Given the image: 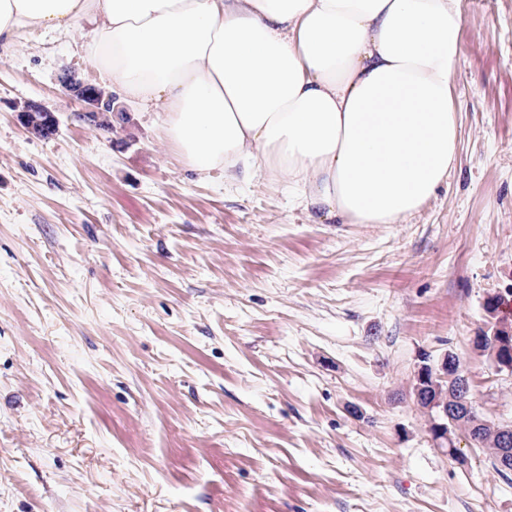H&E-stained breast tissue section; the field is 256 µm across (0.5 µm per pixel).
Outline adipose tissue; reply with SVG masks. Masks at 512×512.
I'll return each mask as SVG.
<instances>
[{
  "label": "adipose tissue",
  "mask_w": 512,
  "mask_h": 512,
  "mask_svg": "<svg viewBox=\"0 0 512 512\" xmlns=\"http://www.w3.org/2000/svg\"><path fill=\"white\" fill-rule=\"evenodd\" d=\"M94 23L89 59L190 168L276 177L348 224L448 179L460 0H0V45Z\"/></svg>",
  "instance_id": "ef3b65f1"
}]
</instances>
